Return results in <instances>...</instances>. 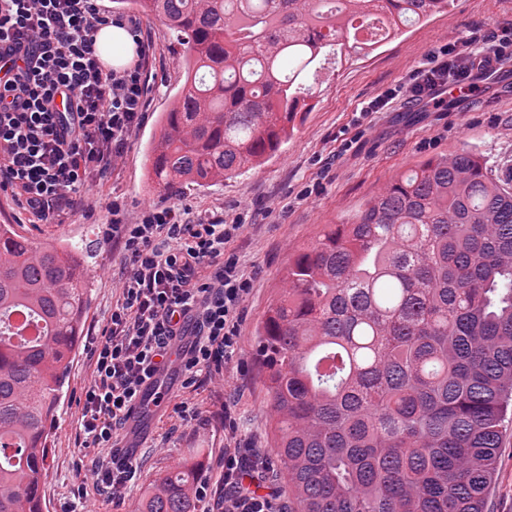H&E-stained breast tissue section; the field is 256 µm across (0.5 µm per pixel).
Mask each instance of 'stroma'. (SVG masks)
<instances>
[{
	"label": "stroma",
	"instance_id": "stroma-1",
	"mask_svg": "<svg viewBox=\"0 0 512 512\" xmlns=\"http://www.w3.org/2000/svg\"><path fill=\"white\" fill-rule=\"evenodd\" d=\"M510 22L512 0H454L448 11L405 29L369 54L350 60L321 55L304 77L309 107L274 156L222 182L170 195L152 189L146 153L158 133V118L183 83L182 48L160 20L141 17L152 43L146 118L112 180L91 182L99 206L52 224H33L13 194L0 190V224L13 225L37 244L78 246L85 260L89 310L49 426V468L41 488L47 512H64L101 454L81 447L77 419L92 371L91 348L103 336L119 296L121 257L100 234L101 224L112 218L111 201L119 200L130 218L148 205L179 204L208 219L229 223L243 215L249 222L232 248L255 279L242 308L240 349L225 363L223 383H179L145 431L132 479L112 497L88 486L81 503L83 512H134L158 474L187 463L198 468L197 483L206 490L198 512H209L224 491L225 436L235 437L243 448L266 451L271 446L273 421L255 358L256 331L269 304L283 292L293 256L312 245L324 225L350 223L360 205L400 173L456 148L472 151L501 182L512 181V70L480 77V93L463 102L445 89L437 103L402 96L387 111L359 115L363 102L405 83L432 51L471 43Z\"/></svg>",
	"mask_w": 512,
	"mask_h": 512
}]
</instances>
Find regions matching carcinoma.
I'll list each match as a JSON object with an SVG mask.
<instances>
[{
  "instance_id": "carcinoma-1",
  "label": "carcinoma",
  "mask_w": 512,
  "mask_h": 512,
  "mask_svg": "<svg viewBox=\"0 0 512 512\" xmlns=\"http://www.w3.org/2000/svg\"><path fill=\"white\" fill-rule=\"evenodd\" d=\"M453 0H121L183 46L184 82L150 166L158 189L274 154L323 49L350 58ZM256 333L288 512H487L512 415V188L468 149L429 159L330 224L288 265ZM79 250L0 224V512H45L47 422L88 313ZM196 468L136 512H198Z\"/></svg>"
}]
</instances>
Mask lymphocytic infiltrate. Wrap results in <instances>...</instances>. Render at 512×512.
<instances>
[{
	"instance_id": "lymphocytic-infiltrate-1",
	"label": "lymphocytic infiltrate",
	"mask_w": 512,
	"mask_h": 512,
	"mask_svg": "<svg viewBox=\"0 0 512 512\" xmlns=\"http://www.w3.org/2000/svg\"><path fill=\"white\" fill-rule=\"evenodd\" d=\"M125 26L138 62L116 72L96 53L102 27ZM151 43L140 22L104 13L98 0H0V60L13 68L0 80V187L12 190L33 222L51 223L65 210H90L91 180L107 181L145 116ZM512 58V26L477 46L433 51L399 88L369 100L363 113L386 111L392 100L436 99L439 89L497 71ZM100 228L124 267L110 328L92 353L79 419L83 445L115 448L144 384L164 367L173 341L192 335L183 371L189 380L222 374L237 352L242 305L253 288L227 247L245 231L232 223L189 219L186 208L143 209L127 219L119 202ZM261 450H224V494L211 512H281L276 495L246 480L264 477Z\"/></svg>"
}]
</instances>
